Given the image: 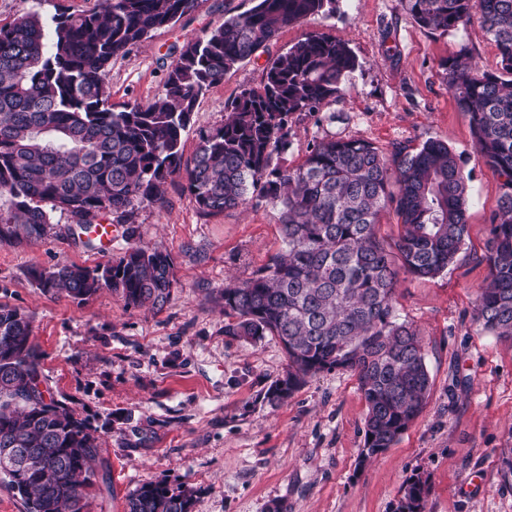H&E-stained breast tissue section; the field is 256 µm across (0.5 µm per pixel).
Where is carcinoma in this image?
I'll return each instance as SVG.
<instances>
[{"label":"carcinoma","instance_id":"1","mask_svg":"<svg viewBox=\"0 0 512 512\" xmlns=\"http://www.w3.org/2000/svg\"><path fill=\"white\" fill-rule=\"evenodd\" d=\"M253 2L170 48L165 93L119 110L107 88L112 61L174 27L198 0H103L96 11H59L49 21L26 11L0 26V244L44 239L57 211L85 231L109 214L124 217L161 201L163 186L181 174L204 215L253 200L278 209L283 249L251 279L224 286V314L237 318L224 332L282 343L288 372L267 389L270 404L317 373L352 372L367 403L361 457L369 459L426 404L422 337L398 321L394 297L400 275L432 278L454 263L468 235V186L459 157L434 139L389 156L362 139H315L301 164L277 162L294 115L318 112L360 67L349 45L327 33L306 35L270 62L263 86L241 91L224 125L202 134L183 163L182 136L208 88L280 30L336 11V0ZM400 2L432 33L478 21L500 54L499 75L480 71L465 46L440 67L501 189L475 320L512 341V0ZM386 209L401 227L391 245L377 233ZM172 268L167 251L133 245L104 266L34 269L31 277L45 294L84 301L107 288L130 307L160 311L174 286ZM40 361L30 317L0 305V456L24 462L21 473L0 471V478L27 512H89L98 428L40 388ZM427 492L420 476L405 482L408 512H424ZM190 508L186 491L149 484L129 496L127 512Z\"/></svg>","mask_w":512,"mask_h":512}]
</instances>
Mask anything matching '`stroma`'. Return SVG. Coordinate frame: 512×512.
I'll return each instance as SVG.
<instances>
[{
	"instance_id": "obj_1",
	"label": "stroma",
	"mask_w": 512,
	"mask_h": 512,
	"mask_svg": "<svg viewBox=\"0 0 512 512\" xmlns=\"http://www.w3.org/2000/svg\"><path fill=\"white\" fill-rule=\"evenodd\" d=\"M251 5L199 0L175 27L113 61L111 103L144 105L161 96L170 48ZM99 6L0 0V24L32 7L47 19ZM312 32L347 42L360 66L318 114L294 116L283 165L301 163L313 139L334 137L370 141L385 155L397 144L413 149L437 139L461 158L470 194L465 243L448 270L402 279L395 295L397 315L423 337L427 404L391 448L365 462L367 406L352 373L324 371L278 405L265 400L286 374L284 349L273 336L226 334L231 319L217 297L225 283L250 279L281 249L277 209L252 203L205 216L177 177L162 202L141 204L118 225L107 258L74 241L71 217L57 212L43 241L0 244V305L30 315L44 386L73 401L100 431L90 512H127L129 495L148 484L190 491L191 512H393L401 487L416 475L429 485L425 512H512V484L502 477L512 448V343L474 321L501 190L440 69L465 46L481 71L499 73L498 50L485 32L476 25L430 32L400 0H338L335 14L281 30L199 98L182 137L183 159L192 160L201 133L223 125L227 104L242 90L262 87L272 59ZM135 244L173 257L174 287L161 311L127 307L105 288L82 302L46 295L30 275L103 265Z\"/></svg>"
}]
</instances>
